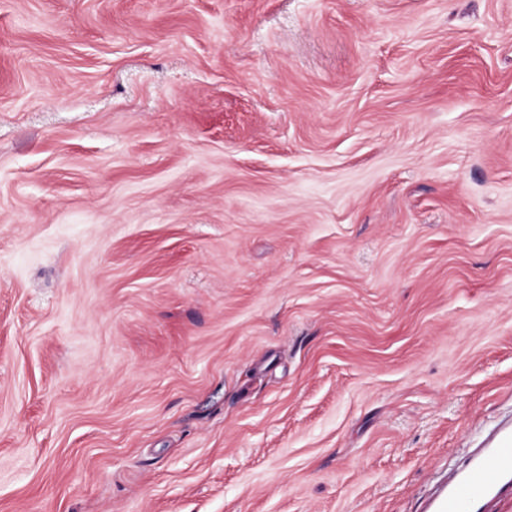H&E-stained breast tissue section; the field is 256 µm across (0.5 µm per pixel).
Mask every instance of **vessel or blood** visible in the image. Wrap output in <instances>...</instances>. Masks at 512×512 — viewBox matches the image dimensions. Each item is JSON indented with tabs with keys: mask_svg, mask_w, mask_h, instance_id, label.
<instances>
[{
	"mask_svg": "<svg viewBox=\"0 0 512 512\" xmlns=\"http://www.w3.org/2000/svg\"><path fill=\"white\" fill-rule=\"evenodd\" d=\"M512 499V426L499 427L455 470L430 502L431 512H489Z\"/></svg>",
	"mask_w": 512,
	"mask_h": 512,
	"instance_id": "vessel-or-blood-1",
	"label": "vessel or blood"
}]
</instances>
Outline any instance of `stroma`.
<instances>
[{
	"label": "stroma",
	"mask_w": 512,
	"mask_h": 512,
	"mask_svg": "<svg viewBox=\"0 0 512 512\" xmlns=\"http://www.w3.org/2000/svg\"><path fill=\"white\" fill-rule=\"evenodd\" d=\"M512 419V0H0V512H429Z\"/></svg>",
	"instance_id": "obj_1"
}]
</instances>
